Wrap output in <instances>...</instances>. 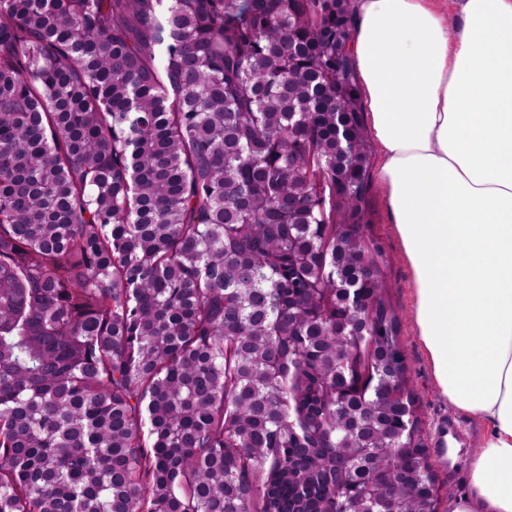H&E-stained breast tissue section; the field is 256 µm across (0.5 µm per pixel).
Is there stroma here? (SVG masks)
I'll list each match as a JSON object with an SVG mask.
<instances>
[{
	"instance_id": "35a3bbf8",
	"label": "stroma",
	"mask_w": 512,
	"mask_h": 512,
	"mask_svg": "<svg viewBox=\"0 0 512 512\" xmlns=\"http://www.w3.org/2000/svg\"><path fill=\"white\" fill-rule=\"evenodd\" d=\"M369 214L364 227V237L369 245L377 269L389 286L392 306L400 322V340L406 358L416 400L420 407L424 445L429 462L440 484L448 485L450 492L442 496L439 512H449L451 499L465 494L469 488L466 461L478 448L487 433L486 425L478 423L461 412L448 407L436 392L429 371L427 354L414 334L411 320V272L404 262L400 246L390 232L388 215L383 204V194L376 181L368 183ZM456 421L460 431L454 445H445L441 431L449 421ZM457 468L460 475L449 481V468Z\"/></svg>"
}]
</instances>
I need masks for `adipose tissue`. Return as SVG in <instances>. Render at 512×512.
Returning <instances> with one entry per match:
<instances>
[{"mask_svg": "<svg viewBox=\"0 0 512 512\" xmlns=\"http://www.w3.org/2000/svg\"><path fill=\"white\" fill-rule=\"evenodd\" d=\"M356 16L416 334L441 398L489 427L449 512H512V0H356Z\"/></svg>", "mask_w": 512, "mask_h": 512, "instance_id": "adipose-tissue-1", "label": "adipose tissue"}]
</instances>
